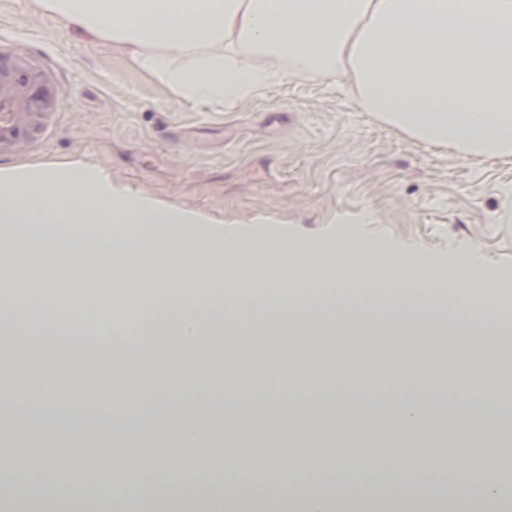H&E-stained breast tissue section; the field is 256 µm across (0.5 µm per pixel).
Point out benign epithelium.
<instances>
[{
	"mask_svg": "<svg viewBox=\"0 0 512 512\" xmlns=\"http://www.w3.org/2000/svg\"><path fill=\"white\" fill-rule=\"evenodd\" d=\"M0 151L34 138L54 102L42 74L19 57L0 52Z\"/></svg>",
	"mask_w": 512,
	"mask_h": 512,
	"instance_id": "7a95c632",
	"label": "benign epithelium"
}]
</instances>
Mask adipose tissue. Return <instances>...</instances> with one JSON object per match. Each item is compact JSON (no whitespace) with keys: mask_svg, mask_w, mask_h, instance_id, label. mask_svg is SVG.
<instances>
[{"mask_svg":"<svg viewBox=\"0 0 512 512\" xmlns=\"http://www.w3.org/2000/svg\"><path fill=\"white\" fill-rule=\"evenodd\" d=\"M37 8L94 36L163 80L185 100L211 103L269 87L275 64L302 77L352 76L361 107L410 137L453 146L465 155H512V0H35ZM247 57L244 65L231 56ZM78 313L97 324L101 357L78 361L67 384L54 376L52 335L78 343ZM375 318L395 329L402 356L382 354L370 339L339 348L312 337ZM278 322L271 344L288 337L308 369L293 359L258 365L248 344L258 327ZM133 335H121L125 326ZM437 326L468 341L445 369L421 329ZM512 330V272H475L454 258L413 256L355 230L310 243L257 227L226 232L222 221L115 182L105 167L74 160L0 167V333L34 341L27 391L0 395V431L35 424L56 434L60 424L96 423L126 440L146 441L177 420L187 445L224 439L204 426L248 404L279 414L289 431L314 434L312 419L340 413L348 402L389 408L396 423L380 452L358 459L368 483L333 486L245 484L229 492L184 483L167 491L150 472L192 471L196 463L170 448L149 450L150 472L121 458L91 471L86 452L48 454L37 478L0 494V512L20 501L41 506L50 496L72 500L77 512H350L370 501L373 512H500L512 482L486 480L477 496L417 493L392 481L380 457L418 456L473 468L470 452L430 430L440 395L460 416L498 415L512 406V387L475 373L486 355L481 336ZM136 362L140 378L127 391L102 380L99 363ZM422 386H414V379ZM249 457L267 473L305 472L315 453L271 449L268 433L241 419ZM122 484L121 498L87 496V483ZM396 484L388 496L380 484Z\"/></svg>","mask_w":512,"mask_h":512,"instance_id":"1","label":"adipose tissue"}]
</instances>
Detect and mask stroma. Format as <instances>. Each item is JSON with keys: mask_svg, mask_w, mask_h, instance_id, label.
I'll list each match as a JSON object with an SVG mask.
<instances>
[{"mask_svg": "<svg viewBox=\"0 0 512 512\" xmlns=\"http://www.w3.org/2000/svg\"><path fill=\"white\" fill-rule=\"evenodd\" d=\"M0 51L55 104L0 166L82 160L116 182L243 231L318 241L353 225L413 254L512 271V156L415 140L357 101L351 77H281L225 104L178 97L84 32L0 0Z\"/></svg>", "mask_w": 512, "mask_h": 512, "instance_id": "obj_1", "label": "stroma"}]
</instances>
